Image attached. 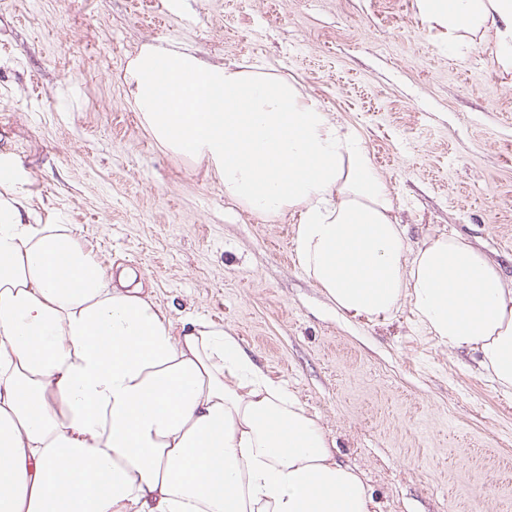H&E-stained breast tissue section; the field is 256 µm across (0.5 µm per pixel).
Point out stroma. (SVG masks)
Instances as JSON below:
<instances>
[{
    "mask_svg": "<svg viewBox=\"0 0 512 512\" xmlns=\"http://www.w3.org/2000/svg\"><path fill=\"white\" fill-rule=\"evenodd\" d=\"M0 0V153L32 224L132 270L174 330L205 317L281 381L357 469L375 512H512V394L410 306L343 316L284 258L291 217L225 197L129 106L144 42L296 81L364 139L411 244L455 232L512 281V77L448 48L417 0Z\"/></svg>",
    "mask_w": 512,
    "mask_h": 512,
    "instance_id": "obj_1",
    "label": "stroma"
}]
</instances>
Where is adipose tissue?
Segmentation results:
<instances>
[{
	"mask_svg": "<svg viewBox=\"0 0 512 512\" xmlns=\"http://www.w3.org/2000/svg\"><path fill=\"white\" fill-rule=\"evenodd\" d=\"M448 44L512 73V0H419ZM130 103L163 149L263 217L298 216L296 262L337 311L410 304L512 393V284L459 235L410 249L362 137L282 77L145 43ZM0 188V512H374L318 422L222 325L181 335L142 286Z\"/></svg>",
	"mask_w": 512,
	"mask_h": 512,
	"instance_id": "1",
	"label": "adipose tissue"
}]
</instances>
